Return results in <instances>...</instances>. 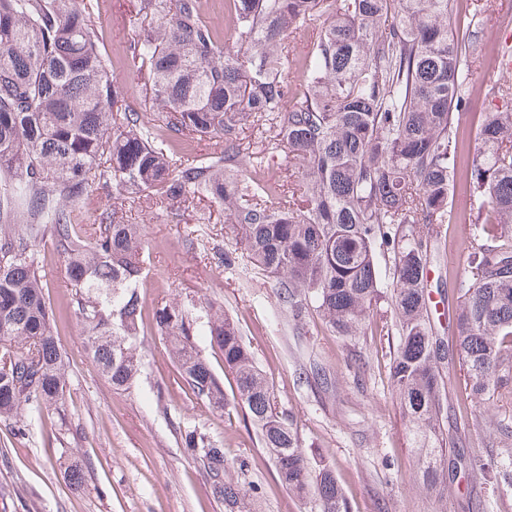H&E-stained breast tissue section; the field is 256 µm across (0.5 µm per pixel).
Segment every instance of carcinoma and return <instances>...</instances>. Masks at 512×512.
Wrapping results in <instances>:
<instances>
[{"label":"carcinoma","instance_id":"cac0c4a2","mask_svg":"<svg viewBox=\"0 0 512 512\" xmlns=\"http://www.w3.org/2000/svg\"><path fill=\"white\" fill-rule=\"evenodd\" d=\"M454 0H224L226 30L202 0H133L124 64L140 81L138 111L108 78L91 0H0V422L56 410L66 393L62 349L43 291L39 248L64 258L72 304L93 362L113 388L140 373L137 341L156 329L191 395L213 410L231 402L198 350L207 336L273 455L279 478L321 512H348L332 470H311L279 417L239 325L211 301L146 310L142 225L117 210L93 237L78 214L91 188L171 202L203 194L219 204L234 248L271 279L279 306L317 312L339 336L362 333L384 303L399 342L390 378L413 432L419 484L442 499L444 470L470 458L443 435L438 364L444 342L429 309L427 272L448 225L471 227L456 277V352L481 403L512 389V92L488 93L465 193L453 206L467 122V76L483 47L484 0L457 37ZM317 35L302 57L289 39ZM296 69L299 83L288 84ZM218 154L189 160L194 140ZM297 173L287 183L262 170ZM184 451L209 474L225 512L242 500L224 479L225 453L197 426L179 429ZM473 478L512 490V448Z\"/></svg>","mask_w":512,"mask_h":512}]
</instances>
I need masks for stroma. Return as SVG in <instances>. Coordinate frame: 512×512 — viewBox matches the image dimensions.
Segmentation results:
<instances>
[{
  "label": "stroma",
  "instance_id": "obj_1",
  "mask_svg": "<svg viewBox=\"0 0 512 512\" xmlns=\"http://www.w3.org/2000/svg\"><path fill=\"white\" fill-rule=\"evenodd\" d=\"M100 5L97 26L112 60L108 76L141 106L142 88L123 66L131 2ZM483 42L468 78L467 110L474 120L485 112L491 87H512V73L500 64L503 47L512 45V16L493 9ZM122 217L143 227L147 265L140 291L147 309L189 296L221 305L241 328L309 462L330 466L350 512H499V493L472 490L460 475L449 480L446 503L420 489L389 377L398 337L384 310L375 309L366 333L351 338L333 335L313 312L294 321L279 307L271 280L243 263L224 267V213L209 198L187 206L158 197L128 199ZM470 233L469 225L449 226L446 254L430 274L442 283L431 293L432 313L450 348L457 309L450 285L462 271ZM41 274L56 315L67 389L58 411L28 415L24 431L0 423V512H224L209 477L180 445L181 425L204 428L223 445L225 476L242 485V512H319L314 497H297L282 484L243 411H215L186 392L156 332L137 347L142 366L132 388H112L85 348L63 259L47 254ZM439 372L448 404L443 430L457 448L477 450L474 468L494 466L495 426L512 421V391H501L486 408L469 396L458 358L445 359ZM63 455L82 462L83 487L69 485L59 464ZM243 461L249 465L244 474Z\"/></svg>",
  "mask_w": 512,
  "mask_h": 512
}]
</instances>
